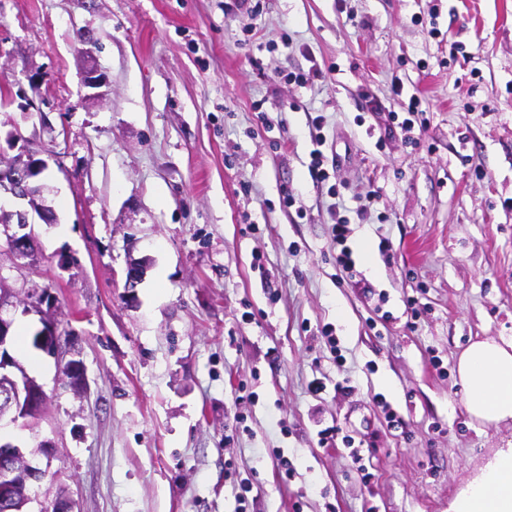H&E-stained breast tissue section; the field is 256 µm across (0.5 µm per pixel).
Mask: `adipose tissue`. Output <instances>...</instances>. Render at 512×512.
I'll return each mask as SVG.
<instances>
[{"instance_id": "ef3b65f1", "label": "adipose tissue", "mask_w": 512, "mask_h": 512, "mask_svg": "<svg viewBox=\"0 0 512 512\" xmlns=\"http://www.w3.org/2000/svg\"><path fill=\"white\" fill-rule=\"evenodd\" d=\"M457 372L472 419L482 424L512 419V340L471 343L459 356ZM450 512H512V448L499 451Z\"/></svg>"}]
</instances>
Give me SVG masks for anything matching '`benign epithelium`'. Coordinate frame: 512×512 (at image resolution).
Segmentation results:
<instances>
[{
	"label": "benign epithelium",
	"mask_w": 512,
	"mask_h": 512,
	"mask_svg": "<svg viewBox=\"0 0 512 512\" xmlns=\"http://www.w3.org/2000/svg\"><path fill=\"white\" fill-rule=\"evenodd\" d=\"M45 162L36 158V152L26 146L9 159L0 149V192L28 202L27 210H6L0 206V237H5L7 251L14 257H32L36 251L38 233L29 220L34 212L45 224L55 223L51 207L44 204L41 187L35 178L44 170ZM47 291H32L24 295L10 288L0 272V427L25 421L28 427L36 424L46 411L49 398L44 386L30 377L24 367L8 352L12 341V320L3 317L9 307L21 306L25 311L46 314L51 307ZM55 335L54 323L44 319V329L37 336L38 345L58 361L64 360L61 344L51 342ZM66 361V360H64ZM75 392L82 390L79 362L70 359L63 368ZM34 452H27L10 443H0V512H29L32 504L45 512L49 490L43 489L46 471L34 465Z\"/></svg>",
	"instance_id": "benign-epithelium-1"
}]
</instances>
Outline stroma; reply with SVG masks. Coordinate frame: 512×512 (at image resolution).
I'll return each mask as SVG.
<instances>
[{
    "instance_id": "35a3bbf8",
    "label": "stroma",
    "mask_w": 512,
    "mask_h": 512,
    "mask_svg": "<svg viewBox=\"0 0 512 512\" xmlns=\"http://www.w3.org/2000/svg\"><path fill=\"white\" fill-rule=\"evenodd\" d=\"M413 94L408 142L383 117ZM0 96L55 214L35 263L0 248V270L49 289L85 378L16 352L50 400L0 439L50 441L35 462L74 512H448L512 445L457 375L471 342L512 339V0H0ZM336 198L349 247L390 243L361 287ZM332 426L353 446L320 445ZM420 106V98H418L416 95H411L408 103V114L413 118H405L401 123L395 122V115L391 114L388 116L389 121L387 124V129L390 134H394L397 132V128H399L402 132L405 130H408L411 128V126H414L415 122L417 123L419 121L420 128L423 127L426 123V119L423 117L424 111L419 109ZM396 123V125H394ZM329 210L333 219V241L336 243L337 246H341L339 253L336 255V263L338 266L342 267L344 271H347L349 273L350 278H353V268L355 264L352 259V252L346 245L348 233L347 224H349V222L346 218L343 217L336 218V215L340 213L339 207L336 205V202L330 205Z\"/></svg>"
}]
</instances>
